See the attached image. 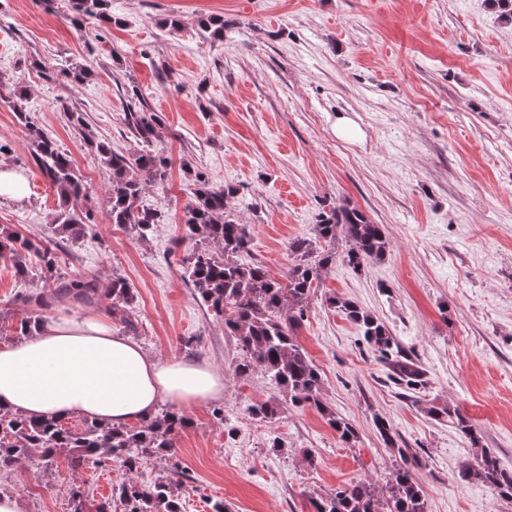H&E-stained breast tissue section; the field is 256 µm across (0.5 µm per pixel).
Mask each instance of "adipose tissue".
<instances>
[{"mask_svg":"<svg viewBox=\"0 0 512 512\" xmlns=\"http://www.w3.org/2000/svg\"><path fill=\"white\" fill-rule=\"evenodd\" d=\"M223 392L218 369L150 358L101 313L59 311L0 348V409L27 417L121 427L150 418L161 402L190 407Z\"/></svg>","mask_w":512,"mask_h":512,"instance_id":"obj_1","label":"adipose tissue"}]
</instances>
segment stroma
<instances>
[{
  "mask_svg": "<svg viewBox=\"0 0 512 512\" xmlns=\"http://www.w3.org/2000/svg\"><path fill=\"white\" fill-rule=\"evenodd\" d=\"M109 11L117 25L79 30L44 0H0V81L26 87L31 117L83 175L94 220L78 244L50 243L57 191L0 101V158L29 179L25 198L0 200V231L31 240L36 267L49 246L54 275L126 278L136 329L116 318V332L153 357L223 370V396L188 410L176 437L184 512L220 499L230 512H312V497L338 487L385 486L395 459L378 415L413 450L428 512H512L489 487L457 483L475 452L426 412L459 407L512 468V23L487 0H110ZM173 15L183 22L174 34L162 25ZM209 16L223 17V38L199 29ZM75 62L90 71L78 84L62 74ZM133 88L160 117L155 146L170 162L165 184L141 196L164 218L145 239L109 223L108 175L58 107L76 103L87 133L130 153L141 147L124 118ZM342 115L358 140L337 136ZM188 164L233 188L249 257L275 276L290 263L289 240L312 236L321 211L349 203L385 225L387 255L359 274L329 267L297 331L325 404L357 427L355 447L308 408H283L271 424L248 413L281 395L261 372L236 376L234 341L181 277L195 248L183 238ZM44 288L0 259V313L20 319L22 295ZM333 296L386 323L425 373L423 391L395 384ZM122 478L111 463L71 472L59 455L46 470L24 460L1 473L0 495L22 512H75L77 489L84 512H96Z\"/></svg>",
  "mask_w": 512,
  "mask_h": 512,
  "instance_id": "1",
  "label": "stroma"
}]
</instances>
